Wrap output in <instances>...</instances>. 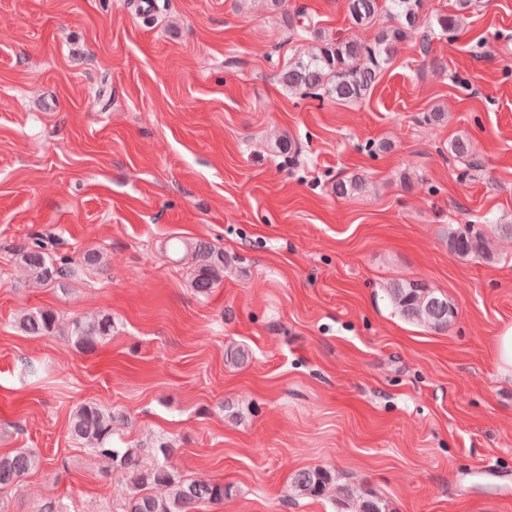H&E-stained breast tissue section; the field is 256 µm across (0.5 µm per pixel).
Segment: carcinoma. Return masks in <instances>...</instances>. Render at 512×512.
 <instances>
[{"label": "carcinoma", "instance_id": "carcinoma-1", "mask_svg": "<svg viewBox=\"0 0 512 512\" xmlns=\"http://www.w3.org/2000/svg\"><path fill=\"white\" fill-rule=\"evenodd\" d=\"M348 10L353 27L372 25L381 12L395 20L384 27L372 41L338 35L326 37L314 24L295 27L299 35L314 41L307 52L294 58L280 73L282 85L292 93L304 96L329 97L340 102H353L365 98L376 77L387 65L401 43L420 29L424 0H349ZM458 15L440 13L433 25L439 35L452 36L457 31ZM450 151L476 167L469 142L455 139ZM448 247L461 256L485 254V239L471 227L457 229L448 234ZM200 270L193 287L206 293L215 284L224 255L206 246L194 248ZM18 264L29 280L37 285L61 283L80 278L103 267V253L97 249L85 251L77 261L53 259L43 245L21 247L17 251ZM388 296L401 315L435 330L448 327L455 316V308L448 298L436 294L420 283H397L389 288ZM59 322L51 310H26L18 316L19 328L31 336L51 333ZM71 334L78 347L85 352L94 351L112 335V316L96 315L71 322ZM114 415L112 411L94 402H85L76 408L70 422L72 435L85 447L92 449L106 464V472L125 474L134 494L128 499L125 512H191L198 503L224 501V485L206 480H185L168 464L175 449L161 443L149 450L153 461L142 463L144 449L119 448L114 445ZM40 465V458L31 450L21 448L0 456V489L19 482L28 472ZM333 477L324 468L303 469L293 476L295 490L309 497L324 495ZM359 512H386L385 504L368 492L358 499Z\"/></svg>", "mask_w": 512, "mask_h": 512}]
</instances>
